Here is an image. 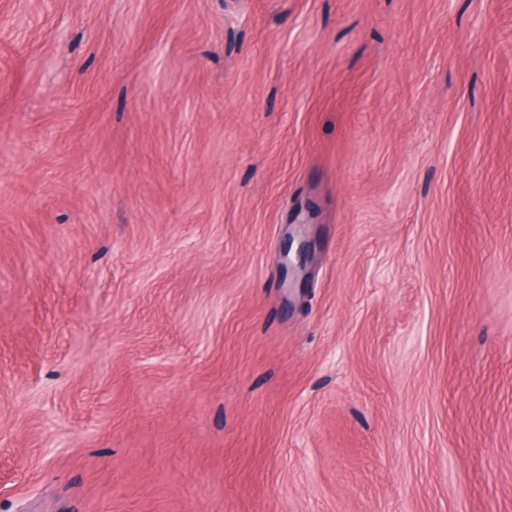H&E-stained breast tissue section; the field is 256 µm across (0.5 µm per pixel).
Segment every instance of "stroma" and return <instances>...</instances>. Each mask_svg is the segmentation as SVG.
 I'll return each mask as SVG.
<instances>
[{
    "label": "stroma",
    "mask_w": 512,
    "mask_h": 512,
    "mask_svg": "<svg viewBox=\"0 0 512 512\" xmlns=\"http://www.w3.org/2000/svg\"><path fill=\"white\" fill-rule=\"evenodd\" d=\"M0 512H512V0H0ZM294 237L291 236L288 238V248L285 251L284 254V263H283V269H284V275L285 279L288 277V280L291 278L293 282H295L300 273H303L305 270V264H304V257L307 254L309 250V242L305 239H302L299 241L298 247L296 249V257H297V263L295 264L292 259L290 258V253L293 247L294 243Z\"/></svg>",
    "instance_id": "1"
}]
</instances>
